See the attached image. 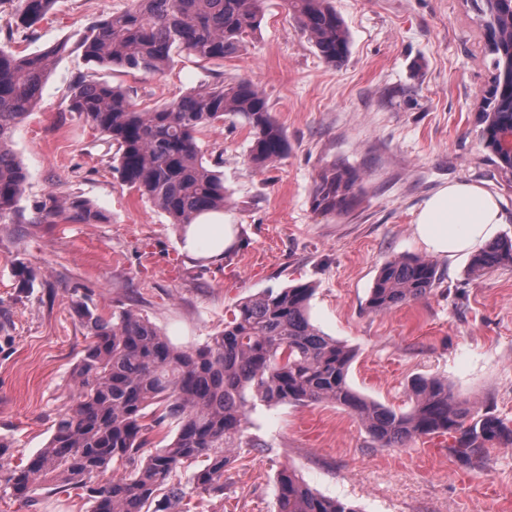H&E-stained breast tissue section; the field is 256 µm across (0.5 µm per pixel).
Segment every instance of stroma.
Here are the masks:
<instances>
[{"mask_svg": "<svg viewBox=\"0 0 512 512\" xmlns=\"http://www.w3.org/2000/svg\"><path fill=\"white\" fill-rule=\"evenodd\" d=\"M351 42L344 64L323 61L282 0H266L255 39L234 57L203 65L182 55L146 76L88 61L92 23L130 0H56L47 20L24 28L17 0H0V47L26 54L59 47L39 105L17 126L13 148L27 181L22 221L0 224V437L12 463L49 440L75 394L86 345L74 301L99 313L130 308L177 347L203 344L242 301L307 284L314 326L355 351L350 386L408 410L411 384L438 378L479 413L512 427V267L472 279L470 259L436 260L425 297L373 312L382 264L426 257L414 233L423 201L453 182L496 194L512 238V181L480 141V94L489 80L484 40L465 0H330ZM126 91L150 110L203 82L252 81L288 135V154L255 170L251 140L234 118L200 129L203 152L221 155L230 202L224 221L238 246L215 261L181 249L178 225L126 185L116 148L68 108L78 77ZM338 163L361 193L347 212L315 210L319 171ZM79 197L103 213L91 224H49V195ZM245 434L264 451L236 449L224 492L187 489L188 512H275L276 479L290 468L317 493L359 512H512V443L461 456L435 434L381 448L359 419L328 403L257 405Z\"/></svg>", "mask_w": 512, "mask_h": 512, "instance_id": "stroma-1", "label": "stroma"}]
</instances>
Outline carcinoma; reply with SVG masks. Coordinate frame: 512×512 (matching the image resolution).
<instances>
[{"label": "carcinoma", "mask_w": 512, "mask_h": 512, "mask_svg": "<svg viewBox=\"0 0 512 512\" xmlns=\"http://www.w3.org/2000/svg\"><path fill=\"white\" fill-rule=\"evenodd\" d=\"M21 23L43 21L54 0H18ZM492 29L490 83L498 87L493 111L479 114L486 132L512 124V67L500 48L512 46V4L472 0ZM264 0H132L124 12L88 27L79 43L100 66L145 75L164 71L185 53L202 62L231 57L258 32ZM284 6L328 64L350 53L344 20L329 0H284ZM56 46L22 54L0 48V223L19 222L27 174L12 149L15 128L39 103ZM75 112L117 146L123 181L186 228L205 212H222L229 199L221 159L210 161L195 134L226 117L249 128L248 161L263 170L288 153V136L273 118L263 92L251 81L204 82L170 104L150 112L105 82L79 78L69 95ZM358 177L333 164L323 168L313 203L330 214L356 201ZM45 218L81 224L99 219L88 203L49 196L40 204ZM512 265V239L499 238L475 254L471 274L479 278ZM437 270L429 260L397 257L382 265L368 307L384 312L432 291ZM312 289H267L247 299L224 320V328L200 346H173L151 322L131 309L105 317L86 301L73 303L87 344L72 377L76 394L54 419L45 446L24 465L9 462L11 442L0 438V493L34 507L39 484L51 493L80 490L90 512H183L185 497L174 478L189 472V483L204 493L224 491L233 450L244 442L248 407L330 402L350 410L381 448H395L424 436L456 434L462 454L490 442H512V429L491 415H477L448 383L417 379L413 404L395 411L357 393L348 383L353 349L321 333L308 317ZM179 422L176 436L146 455L150 435L166 421ZM125 472L95 482L115 465ZM275 512H358L316 493L296 472L277 475Z\"/></svg>", "instance_id": "cac0c4a2"}]
</instances>
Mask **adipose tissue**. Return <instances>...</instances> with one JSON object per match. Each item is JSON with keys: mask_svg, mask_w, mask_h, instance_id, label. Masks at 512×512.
Segmentation results:
<instances>
[{"mask_svg": "<svg viewBox=\"0 0 512 512\" xmlns=\"http://www.w3.org/2000/svg\"><path fill=\"white\" fill-rule=\"evenodd\" d=\"M505 222L497 196L471 183H451L440 188L421 205L414 231L426 251L448 260L478 252L493 242ZM236 225L223 215L202 214L186 229L183 249L189 255L221 258L237 241Z\"/></svg>", "mask_w": 512, "mask_h": 512, "instance_id": "1", "label": "adipose tissue"}]
</instances>
